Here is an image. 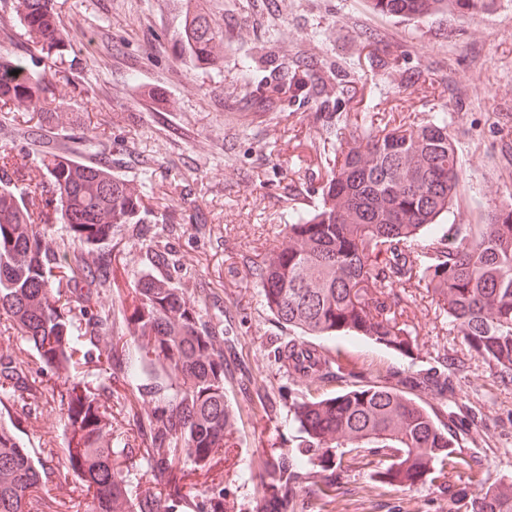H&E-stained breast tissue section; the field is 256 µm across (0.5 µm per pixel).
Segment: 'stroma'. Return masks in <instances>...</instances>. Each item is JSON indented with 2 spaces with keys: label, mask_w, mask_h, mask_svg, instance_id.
Instances as JSON below:
<instances>
[{
  "label": "stroma",
  "mask_w": 512,
  "mask_h": 512,
  "mask_svg": "<svg viewBox=\"0 0 512 512\" xmlns=\"http://www.w3.org/2000/svg\"><path fill=\"white\" fill-rule=\"evenodd\" d=\"M0 0V47L64 71L68 106L60 112H0V176L25 177L23 202L33 223L64 240L56 196L45 193L42 145L84 160L108 150L113 174L148 175L146 220L166 242L176 282L203 289L208 317L222 321L235 361L275 404L267 410L238 387L233 445L209 471L183 462L166 491L178 512H197L204 492L224 491V512H265L259 471L271 454L297 448L289 427L295 398H320L339 381L288 371L277 355L292 334L266 308L257 266L274 243L278 218L317 200L322 172L314 161L323 118L314 98L284 77L313 83L334 71L341 112H386L414 123L448 115L464 171L447 225L483 224L512 197V0H493L473 16L438 13L404 20L367 0H56L63 40L45 56L28 39L13 8ZM203 13L223 33L222 67L198 69L176 59L185 14ZM277 90L271 112L254 111L256 89ZM144 238L124 233L112 250L116 284L103 308L130 304L143 271ZM399 322L416 343L413 357L361 339L316 341L358 383L399 385L424 402L456 435L465 460L462 484L479 493L512 476V384L474 358L451 373L448 392L414 384V376L448 371L465 346L417 282ZM449 372V371H448ZM60 409L30 414L20 399L0 401V423L15 427L34 459L66 445ZM388 464L374 448L346 449L340 485L330 496L307 487L299 512H467L444 479L409 486L382 482Z\"/></svg>",
  "instance_id": "obj_1"
}]
</instances>
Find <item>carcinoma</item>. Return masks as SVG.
Listing matches in <instances>:
<instances>
[{"label": "carcinoma", "mask_w": 512, "mask_h": 512, "mask_svg": "<svg viewBox=\"0 0 512 512\" xmlns=\"http://www.w3.org/2000/svg\"><path fill=\"white\" fill-rule=\"evenodd\" d=\"M374 9L420 19L434 12L472 16L493 0H371ZM21 24L45 53L60 44L55 0H20ZM219 31L198 14L178 34L183 57L216 68ZM58 71L26 57L0 53V103L46 108L40 94L59 83ZM325 134L316 149L324 169L317 204L281 216L283 227L259 265L263 298L279 322L303 337H364L387 349L411 352L410 337L391 315L403 298L393 287L414 279L462 336L467 351L512 383V201L485 224L451 227L420 238L448 213L457 197L462 165L438 112L423 125L365 112L349 137L350 119L337 112L324 88L314 91ZM45 173L54 187L67 236L80 250L61 251L30 222L22 192L0 185V319L33 350L44 379L0 350V396L26 395L36 413L60 403L67 448L37 467L20 438L0 424V512H56L41 491L56 472L74 474L94 489L96 512H175L176 499L138 492L131 473L139 457L155 479L169 484L182 458L209 469L230 447L235 413L226 399L224 328L201 314V304L157 266L169 265L166 245L152 240L142 257L145 273L130 307L77 321L74 306L96 304L112 288L111 242L118 232L142 231L148 176L128 180L102 168L82 169L46 142ZM62 276L52 280L53 270ZM107 343L108 379L131 386L114 398L110 385L77 378L78 355ZM341 379L342 363L320 355L304 372ZM289 422L305 438V451L279 453L261 467L263 496L275 512H297L303 486L336 489L344 449L377 448L391 458L383 475L399 485L429 475L448 461V485L461 449L428 408L385 384L353 385L320 400H294ZM139 427L147 446L130 448L118 420ZM470 512H512V480L469 498Z\"/></svg>", "instance_id": "1"}]
</instances>
